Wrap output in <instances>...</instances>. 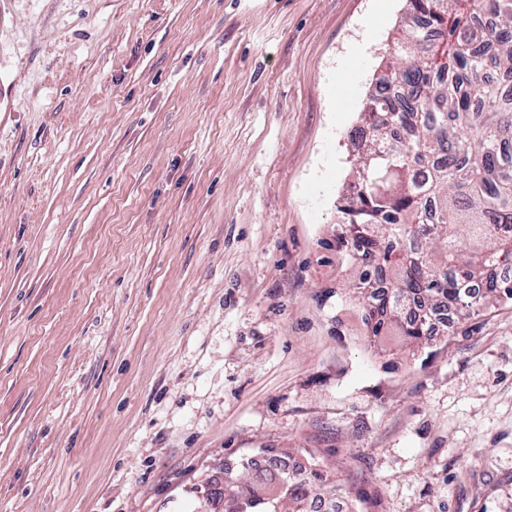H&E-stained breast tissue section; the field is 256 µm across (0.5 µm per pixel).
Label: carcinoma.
I'll use <instances>...</instances> for the list:
<instances>
[{
  "label": "carcinoma",
  "mask_w": 512,
  "mask_h": 512,
  "mask_svg": "<svg viewBox=\"0 0 512 512\" xmlns=\"http://www.w3.org/2000/svg\"><path fill=\"white\" fill-rule=\"evenodd\" d=\"M404 21L379 80L411 102L370 91L362 104L369 129L354 180L338 207L355 234L339 244L359 266L360 289L387 271L389 292L364 305L368 336L395 332L408 344L431 335L409 317L410 298L428 319L455 308L465 319L512 302V0H406ZM421 16L430 34L412 19ZM275 468L257 484L232 482L210 492L222 512H310L332 499L327 475L299 478L288 452L265 448Z\"/></svg>",
  "instance_id": "carcinoma-1"
}]
</instances>
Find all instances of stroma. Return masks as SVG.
<instances>
[{
    "label": "stroma",
    "instance_id": "stroma-1",
    "mask_svg": "<svg viewBox=\"0 0 512 512\" xmlns=\"http://www.w3.org/2000/svg\"><path fill=\"white\" fill-rule=\"evenodd\" d=\"M405 0H9L0 512H205L260 448L358 512H512V303L369 343L348 134Z\"/></svg>",
    "mask_w": 512,
    "mask_h": 512
}]
</instances>
